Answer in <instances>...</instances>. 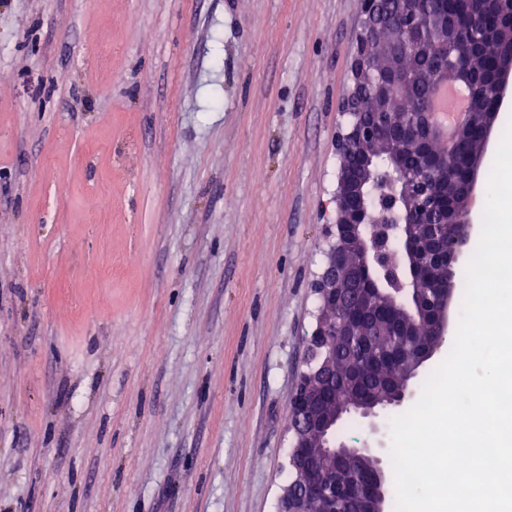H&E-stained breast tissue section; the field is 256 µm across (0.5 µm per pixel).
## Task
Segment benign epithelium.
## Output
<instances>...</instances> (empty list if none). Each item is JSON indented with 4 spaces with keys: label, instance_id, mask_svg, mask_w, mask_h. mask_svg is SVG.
<instances>
[{
    "label": "benign epithelium",
    "instance_id": "benign-epithelium-1",
    "mask_svg": "<svg viewBox=\"0 0 512 512\" xmlns=\"http://www.w3.org/2000/svg\"><path fill=\"white\" fill-rule=\"evenodd\" d=\"M385 0H361L362 29L350 66L349 92L344 115L345 132L337 142L340 167L334 196V242L325 253L314 291L320 315L308 339L305 370L288 406L291 448L288 452V479L279 499V512H345L348 498L370 505L367 512H387L391 480L386 468L388 448L378 418L383 411H397L414 396L415 372L385 401L374 399L361 389L357 401L336 407V385H357L375 364L408 353L417 356V365L429 360L448 329L453 282L440 276L436 268H453L470 247V211L456 212L452 221L436 205L438 182L429 179L430 203L408 204L407 224L394 222L397 197L379 199V215L369 217L362 171L370 157L353 153L362 140L386 131L384 114L363 112L361 101L370 95L385 96L405 81L401 75L384 77L372 63L373 46L366 34L384 24ZM461 74L464 67L457 54L443 60L432 73L428 89L456 83L448 73ZM512 82V45L499 49L494 81L497 100L504 99ZM409 128L389 131L394 154L409 150V133L433 140L440 128L431 111L414 112ZM413 301L412 311L398 325L385 354L373 358L363 351L354 373L336 378V347L353 346L358 330L365 328L372 314L393 317L401 313L402 301ZM350 414L368 420L369 438L356 444L336 437L339 423ZM333 461H364L365 470H349L331 465L324 475L317 470L320 458Z\"/></svg>",
    "mask_w": 512,
    "mask_h": 512
}]
</instances>
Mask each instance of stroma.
<instances>
[{
	"label": "stroma",
	"mask_w": 512,
	"mask_h": 512,
	"mask_svg": "<svg viewBox=\"0 0 512 512\" xmlns=\"http://www.w3.org/2000/svg\"><path fill=\"white\" fill-rule=\"evenodd\" d=\"M360 0H0V512H278Z\"/></svg>",
	"instance_id": "1"
}]
</instances>
